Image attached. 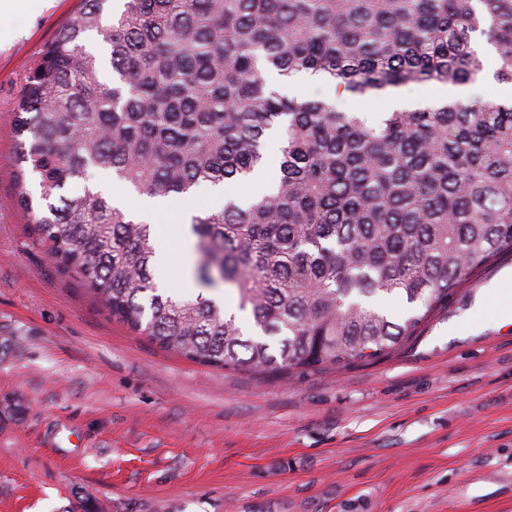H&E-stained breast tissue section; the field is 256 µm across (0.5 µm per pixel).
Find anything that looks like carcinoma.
<instances>
[{
    "label": "carcinoma",
    "instance_id": "1",
    "mask_svg": "<svg viewBox=\"0 0 512 512\" xmlns=\"http://www.w3.org/2000/svg\"><path fill=\"white\" fill-rule=\"evenodd\" d=\"M476 35L512 84V0H81L12 109L16 201L58 267L165 351L299 376L371 362L512 253V99L370 124L278 83L464 86L485 70ZM272 133L278 184L190 218L198 280L236 289L246 325L213 297L158 288L151 225L91 183L107 173L150 199L245 183L269 166Z\"/></svg>",
    "mask_w": 512,
    "mask_h": 512
}]
</instances>
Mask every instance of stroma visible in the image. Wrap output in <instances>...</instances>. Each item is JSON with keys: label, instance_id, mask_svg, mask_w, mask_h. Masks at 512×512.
Returning a JSON list of instances; mask_svg holds the SVG:
<instances>
[{"label": "stroma", "instance_id": "35a3bbf8", "mask_svg": "<svg viewBox=\"0 0 512 512\" xmlns=\"http://www.w3.org/2000/svg\"><path fill=\"white\" fill-rule=\"evenodd\" d=\"M79 0L0 45V512H512V320L501 256L401 350L288 378L208 368L113 321L30 235L9 111ZM283 93L376 119L389 96Z\"/></svg>", "mask_w": 512, "mask_h": 512}]
</instances>
